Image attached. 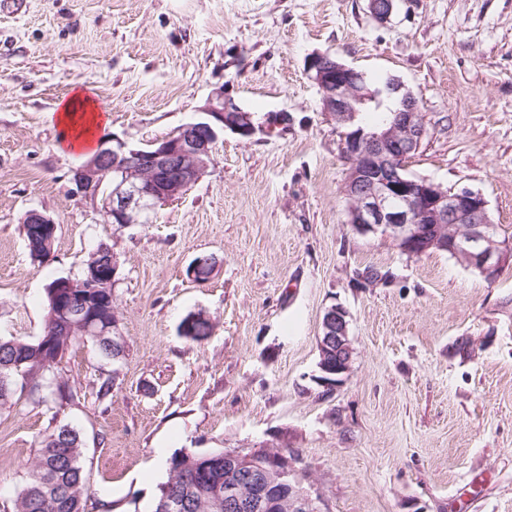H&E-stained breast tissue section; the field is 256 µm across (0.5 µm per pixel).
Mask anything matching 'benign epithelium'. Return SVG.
<instances>
[{
  "label": "benign epithelium",
  "instance_id": "obj_1",
  "mask_svg": "<svg viewBox=\"0 0 512 512\" xmlns=\"http://www.w3.org/2000/svg\"><path fill=\"white\" fill-rule=\"evenodd\" d=\"M396 2L369 0V10L376 20L385 22ZM308 69L349 162L343 187L349 202L347 223L360 235L391 237L409 256L445 252L487 280H495L512 261V245L494 236L485 197L407 172V162L427 135L415 97L398 82L372 90L363 73L328 54L313 56ZM384 96L398 98L401 109L391 119L362 127L365 109ZM201 112L202 117L146 148L131 147L120 138L107 139L99 144L95 157L73 171L77 189L95 198L100 195L103 165H110L112 190L102 199L106 223H149L159 207L180 198L207 174L221 133L229 130L249 138L257 132L251 113L221 90L211 95ZM22 223L42 225L44 235L53 237L57 232L55 221L37 210L27 211ZM101 286L98 265L92 264L84 278H62L52 288L55 296L66 288L70 299L83 303L67 311L69 332L112 337V357L118 359L123 355V338L117 314L103 323L86 314ZM322 336L320 350L333 347L336 352L335 369L320 364L322 371L336 374L335 380L324 384L332 391L351 368L348 312L343 307L335 305L326 311ZM263 455L260 461L253 452H224V512H312L315 500L299 487L288 458L268 451Z\"/></svg>",
  "mask_w": 512,
  "mask_h": 512
}]
</instances>
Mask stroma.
<instances>
[{
  "mask_svg": "<svg viewBox=\"0 0 512 512\" xmlns=\"http://www.w3.org/2000/svg\"><path fill=\"white\" fill-rule=\"evenodd\" d=\"M0 10V337L43 333L45 288L81 274L98 242L119 262L112 304L126 353L98 401L89 344L62 375L61 422L85 441V512H147L159 455L278 451L317 512H512V265L493 281L442 252L404 254L347 222V164L308 72L317 53L395 79L428 135L407 170L483 194L512 234V0H21ZM108 135L160 140L216 91L251 113L209 172L151 223H106L56 116L73 88ZM58 226L31 260L22 217ZM210 276L192 280L200 256ZM383 272L363 279L365 268ZM349 314L352 366L317 380L322 320ZM213 330L180 332L191 314ZM51 413L0 407V512H12Z\"/></svg>",
  "mask_w": 512,
  "mask_h": 512,
  "instance_id": "stroma-1",
  "label": "stroma"
}]
</instances>
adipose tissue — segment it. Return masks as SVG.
Here are the masks:
<instances>
[{
  "label": "adipose tissue",
  "mask_w": 512,
  "mask_h": 512,
  "mask_svg": "<svg viewBox=\"0 0 512 512\" xmlns=\"http://www.w3.org/2000/svg\"><path fill=\"white\" fill-rule=\"evenodd\" d=\"M57 124L62 129L61 141L72 151L92 147L101 131L109 124L86 89H75L64 102L57 115Z\"/></svg>",
  "instance_id": "1"
}]
</instances>
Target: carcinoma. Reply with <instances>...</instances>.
<instances>
[{"label":"carcinoma","mask_w":512,"mask_h":512,"mask_svg":"<svg viewBox=\"0 0 512 512\" xmlns=\"http://www.w3.org/2000/svg\"><path fill=\"white\" fill-rule=\"evenodd\" d=\"M34 229L33 224L24 225L26 246L30 257L41 262L51 254L54 243L46 242ZM61 321L52 302H47L43 334L63 335L65 325ZM211 330L209 321L198 318L187 327L184 336L199 340L209 336ZM52 369L48 354L40 350L38 340L0 337V377L7 383L6 389L0 388V405H15L24 397H36L49 405L51 420L55 421L39 441L28 478L13 500V512H84L88 495L82 464L85 443L77 430L57 421L75 394L66 383L47 396L42 395L43 387L39 384L30 387L26 384L38 371L48 376ZM94 385L97 399L103 401L112 397L116 379L101 371ZM219 457V451L208 454L184 451L173 455L169 460L168 479L160 487L150 512H159L161 502L172 496L182 500L183 512H219L213 507L212 492L215 487L224 485V465H208Z\"/></svg>","instance_id":"carcinoma-1"}]
</instances>
